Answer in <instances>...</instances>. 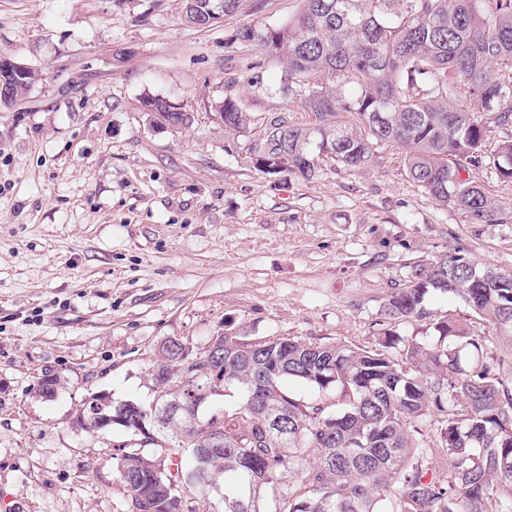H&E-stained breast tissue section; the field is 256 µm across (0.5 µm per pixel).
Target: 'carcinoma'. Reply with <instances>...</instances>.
Here are the masks:
<instances>
[{
	"label": "carcinoma",
	"mask_w": 512,
	"mask_h": 512,
	"mask_svg": "<svg viewBox=\"0 0 512 512\" xmlns=\"http://www.w3.org/2000/svg\"><path fill=\"white\" fill-rule=\"evenodd\" d=\"M213 4L182 0L184 21L205 24ZM236 41H256L278 59L284 74L275 92L315 118L302 127L281 112L264 117L255 167L309 180L321 154L356 169L377 147L397 146L408 177L439 205L470 224L504 222V209L470 173L490 165L512 181V0H298L287 22L248 28ZM144 99L157 104L150 122L189 125L183 107ZM219 112L226 133L250 123L231 97ZM492 133L500 140L489 156ZM431 291L462 296L512 350L511 272L450 252L412 266L410 285L389 296L383 313L426 319ZM434 330L436 347L391 335L370 350L214 336L224 358L212 360L208 347L190 354L187 384L234 391L236 405L201 417L187 404L165 425L133 401L144 427L113 424L131 435L120 445L117 477L141 512H154L167 494L177 512H193L177 508L191 491L205 512H512V393L466 324L440 320ZM182 366L180 353L158 351L156 407L175 399L166 387ZM291 382L317 397H294ZM434 409L446 426L441 446L427 448L415 425ZM163 450L187 465L170 471ZM441 457L442 472L434 462Z\"/></svg>",
	"instance_id": "obj_1"
}]
</instances>
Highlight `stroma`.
I'll return each mask as SVG.
<instances>
[{
	"instance_id": "1",
	"label": "stroma",
	"mask_w": 512,
	"mask_h": 512,
	"mask_svg": "<svg viewBox=\"0 0 512 512\" xmlns=\"http://www.w3.org/2000/svg\"><path fill=\"white\" fill-rule=\"evenodd\" d=\"M296 8L241 0L201 29L181 0H0V54L39 74L0 109V512H127L128 434L76 418L99 393L152 401L171 338L197 352L227 331L370 348L392 332L436 342L445 317L489 363L505 356L460 296L429 293L430 318L406 324L381 310L422 259L458 250L512 273V219L439 206L395 147L355 170L319 158L311 180L251 163L265 113L314 118L271 94L278 60L229 37ZM148 93L180 103L189 126L151 124ZM228 95L252 117L231 137L215 116Z\"/></svg>"
}]
</instances>
